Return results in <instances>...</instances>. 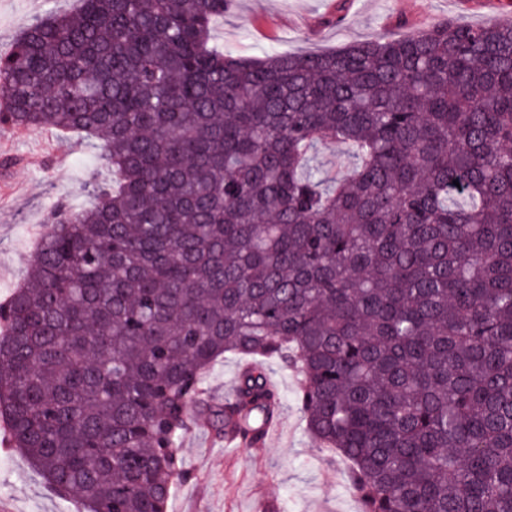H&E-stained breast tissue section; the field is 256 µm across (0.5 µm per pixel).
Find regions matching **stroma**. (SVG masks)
Returning a JSON list of instances; mask_svg holds the SVG:
<instances>
[{"mask_svg":"<svg viewBox=\"0 0 512 512\" xmlns=\"http://www.w3.org/2000/svg\"><path fill=\"white\" fill-rule=\"evenodd\" d=\"M79 0H0V53L11 49L21 31L51 11L77 8ZM456 18L480 24L494 18L512 21V0H229L212 31L215 47L243 56L264 50L279 53L336 51L365 39L401 37L433 23ZM11 161L0 166V180L20 184L22 193L0 198V300L23 277L36 241L32 225L60 201L91 205L90 179L108 181L112 173L84 139L57 137V154H36L35 131H0ZM265 369L283 397V431L260 448L225 450L213 441L205 422L184 439L180 454L191 480L177 484L168 512H360L346 481V463L307 434L295 403L297 372L279 362ZM12 512H86L81 496L63 500L46 485L31 462L12 448L0 447V501Z\"/></svg>","mask_w":512,"mask_h":512,"instance_id":"35a3bbf8","label":"stroma"}]
</instances>
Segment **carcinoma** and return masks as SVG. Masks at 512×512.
I'll return each mask as SVG.
<instances>
[{
  "label": "carcinoma",
  "instance_id": "cac0c4a2",
  "mask_svg": "<svg viewBox=\"0 0 512 512\" xmlns=\"http://www.w3.org/2000/svg\"><path fill=\"white\" fill-rule=\"evenodd\" d=\"M80 4L0 54V128L112 171L3 310L10 447L87 512H168L190 411L252 443L279 406L260 365L212 401L211 364L276 358L361 512H512V22L244 59L227 0Z\"/></svg>",
  "mask_w": 512,
  "mask_h": 512
}]
</instances>
